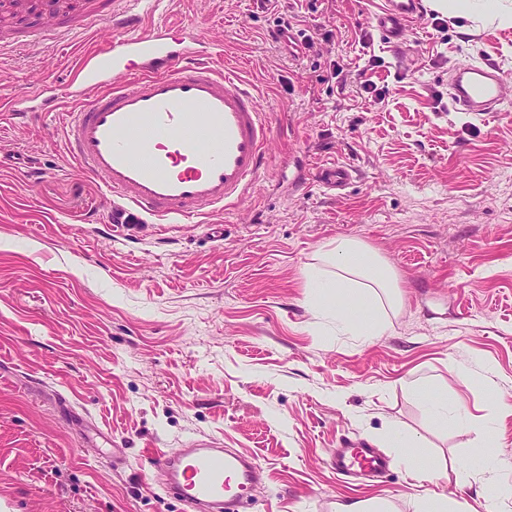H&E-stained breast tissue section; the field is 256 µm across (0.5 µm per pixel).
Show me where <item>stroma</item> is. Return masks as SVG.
Instances as JSON below:
<instances>
[{
    "label": "stroma",
    "mask_w": 512,
    "mask_h": 512,
    "mask_svg": "<svg viewBox=\"0 0 512 512\" xmlns=\"http://www.w3.org/2000/svg\"><path fill=\"white\" fill-rule=\"evenodd\" d=\"M382 0H288L290 40L257 0H144L142 30L191 21L217 70L241 72L273 157L224 212L162 223L70 157L72 71L109 37L0 55V104L49 84L59 107L0 111V512H186L145 455L214 442L254 457L252 512L384 501L417 512H512V469L485 499L486 444L512 456V97L480 120L449 104L464 63L512 75V24L422 5L404 39L369 22ZM340 66L345 89L326 77ZM372 81L386 92L364 89ZM346 164L331 190L313 167ZM354 238L394 268L387 330L347 332L304 272ZM493 424H443L429 400ZM420 441L430 480L405 464ZM383 475L338 474L346 442ZM339 448L336 452V472L350 473L367 467L372 472H383L389 467L388 458L374 448Z\"/></svg>",
    "instance_id": "35a3bbf8"
}]
</instances>
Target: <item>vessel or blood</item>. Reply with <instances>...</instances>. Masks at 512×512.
<instances>
[{
    "instance_id": "b4317fda",
    "label": "vessel or blood",
    "mask_w": 512,
    "mask_h": 512,
    "mask_svg": "<svg viewBox=\"0 0 512 512\" xmlns=\"http://www.w3.org/2000/svg\"><path fill=\"white\" fill-rule=\"evenodd\" d=\"M142 0H41L39 19L57 23V37L75 39L106 22L109 41L72 74L93 98L64 122L66 146L80 169L138 212L165 221L203 217L233 205L266 166L271 127L250 86L237 73L216 71L195 47L202 39L185 25L189 46L177 49L160 30L141 31ZM420 0H385L372 22L387 39L401 37L420 14ZM145 62L126 79L123 63ZM512 78L492 64L456 68L453 107L483 118L497 111ZM343 165L324 166L315 179L337 189L350 179ZM388 458L372 448H341L336 470L385 471ZM154 476L168 495L194 512H235L248 500L260 467L222 448H184L151 455Z\"/></svg>"
}]
</instances>
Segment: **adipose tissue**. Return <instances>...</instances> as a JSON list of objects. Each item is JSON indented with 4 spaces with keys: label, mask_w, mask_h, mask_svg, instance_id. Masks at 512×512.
I'll return each mask as SVG.
<instances>
[{
    "label": "adipose tissue",
    "mask_w": 512,
    "mask_h": 512,
    "mask_svg": "<svg viewBox=\"0 0 512 512\" xmlns=\"http://www.w3.org/2000/svg\"><path fill=\"white\" fill-rule=\"evenodd\" d=\"M320 259L334 267L335 274L325 281L319 268H307L305 279L309 293L326 287L341 298L339 319L354 335L378 336L385 332L388 324L378 319L374 300L381 294L389 306H399L398 284L392 268L370 247L349 238L331 242Z\"/></svg>",
    "instance_id": "ef3b65f1"
}]
</instances>
